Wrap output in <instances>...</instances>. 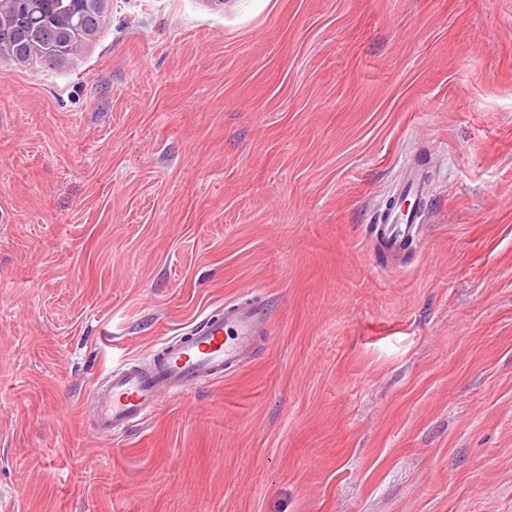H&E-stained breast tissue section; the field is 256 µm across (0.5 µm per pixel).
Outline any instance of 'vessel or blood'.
Masks as SVG:
<instances>
[{
    "label": "vessel or blood",
    "mask_w": 512,
    "mask_h": 512,
    "mask_svg": "<svg viewBox=\"0 0 512 512\" xmlns=\"http://www.w3.org/2000/svg\"><path fill=\"white\" fill-rule=\"evenodd\" d=\"M425 189L423 170L406 166L393 204L380 211L371 227L374 242L385 253L405 252L421 239L425 213L406 201L422 199ZM264 334V315L253 304L239 302L211 311L189 335L165 340L148 364L128 362L113 369L92 393L94 431L109 437L127 434L144 424L162 399H176L191 387L222 379L255 351Z\"/></svg>",
    "instance_id": "1"
}]
</instances>
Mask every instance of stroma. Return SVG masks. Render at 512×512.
<instances>
[{"instance_id":"stroma-1","label":"stroma","mask_w":512,"mask_h":512,"mask_svg":"<svg viewBox=\"0 0 512 512\" xmlns=\"http://www.w3.org/2000/svg\"><path fill=\"white\" fill-rule=\"evenodd\" d=\"M240 300L259 353L93 432ZM0 512H512V0H105L0 56ZM426 189V175L418 166L406 165L401 181L392 194L394 203L380 211L371 236L381 249L390 255L405 252L421 239L425 227L424 210L405 206L408 198L420 201Z\"/></svg>"}]
</instances>
